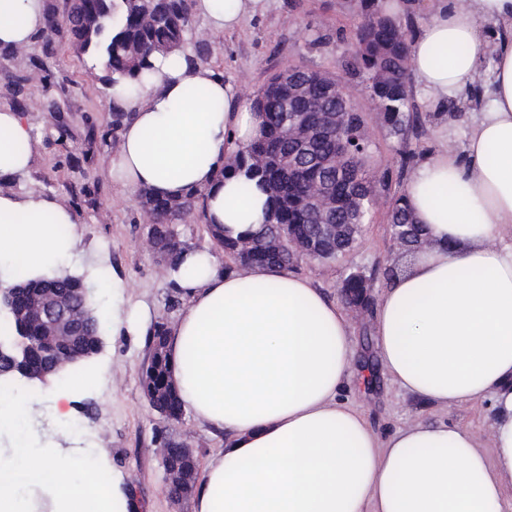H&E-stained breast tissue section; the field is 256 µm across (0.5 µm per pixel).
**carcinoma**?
<instances>
[{
	"label": "carcinoma",
	"instance_id": "obj_1",
	"mask_svg": "<svg viewBox=\"0 0 512 512\" xmlns=\"http://www.w3.org/2000/svg\"><path fill=\"white\" fill-rule=\"evenodd\" d=\"M368 0H360L361 22L354 34L355 61L364 73L375 109L389 129L399 136L410 130L424 127L432 118L443 116L441 112L422 114L411 109L407 92L408 26L396 20L378 16L369 11ZM194 0H123L121 13L115 5L103 0H72L70 9L99 16L92 28L70 29L79 50L93 58L106 72V79L113 76L135 78L152 69V60L157 55L190 53L202 61L209 53L207 44L189 36V23ZM306 87L304 96L295 100L293 108L299 119L315 120L328 112H348L347 124L335 129L336 137L346 139L351 155L336 156V142L323 136L315 142V151L323 158L335 157L328 166L310 165L289 168L288 141L285 128L288 112L285 109V93L279 77L272 78L261 89L254 100V107L265 117L263 136L237 152L224 173H245L257 178L272 193L273 208L270 220L262 229L246 240H233L211 230L217 245L226 252L239 256V265L292 266L298 258L289 251L288 243H279L282 238L308 239L317 236L310 200L315 187L336 183V197L331 209V218L338 224L366 221L365 213L374 204L377 186L385 185L388 173L376 177L368 166L371 157L370 140L365 129L362 113L358 111L349 95L339 102L326 98L327 82L332 77L308 68L300 69ZM342 170L340 181H335L336 170ZM142 207L156 224L158 241L176 247L180 245L178 233L172 221L185 212L200 207V193L190 192L178 199L155 198L149 192L141 193ZM408 235L410 246L404 249L409 254L424 243L422 225L414 220L411 208L403 196L394 199L390 212V233ZM13 283L22 287L23 303H28L35 292L34 276L28 266L13 262ZM64 282L69 294L84 299L95 307L100 304L78 277L67 272L54 274ZM371 283L365 275L345 278L341 283L343 302L350 306L372 307ZM26 335L37 340V328L27 326L12 317L5 322V331L0 340L9 342L16 336ZM53 356L60 366L56 374L62 378L85 365L75 362L66 347H56ZM145 376L156 377L158 382L170 379L168 351L160 358H150L144 367Z\"/></svg>",
	"mask_w": 512,
	"mask_h": 512
}]
</instances>
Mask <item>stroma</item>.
Wrapping results in <instances>:
<instances>
[{"label": "stroma", "mask_w": 512, "mask_h": 512, "mask_svg": "<svg viewBox=\"0 0 512 512\" xmlns=\"http://www.w3.org/2000/svg\"><path fill=\"white\" fill-rule=\"evenodd\" d=\"M44 5L46 13L60 20L55 29L37 32L18 55L0 47V104L25 116L38 144L28 171L0 180V190L50 197L76 214L80 241L60 266L81 277L103 304H110L106 285L116 278L125 285V307L144 302L154 322H173L182 308L181 296L163 278L165 263L148 242L149 224L136 193L114 183L109 174L116 148L104 73L88 65L62 23L69 0H44ZM358 22L354 0H269L264 15L225 33L209 31L196 15L190 22L193 38L209 44L214 70L226 82L246 87L248 96H255L271 76L304 66L345 84L363 112L372 145L371 169L389 172V185L378 188L353 251L332 261L302 259L294 266L334 300L340 282L353 271L369 277L373 297H380L387 284L383 271L397 259L388 215L403 188L397 178L401 161L409 153L423 157L436 145L433 127H425L419 136L410 132L399 138L378 119L368 83L354 60ZM101 335L103 349L88 364L97 377L91 390L55 403L47 387L16 384L34 414L32 436L53 441L70 459L104 455L122 477L120 491L133 493L126 512H193L192 498L177 505L169 500L159 448L166 441L192 449L203 464L211 449L223 446V437L201 429L190 415L165 420L149 407L141 386L149 356L147 337L116 336L108 327ZM342 396L381 434L425 421L448 420L482 435L491 425L489 402L446 410L430 407L382 373L368 386L347 384ZM61 415L80 420L83 433L61 432L56 426Z\"/></svg>", "instance_id": "35a3bbf8"}]
</instances>
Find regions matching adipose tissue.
<instances>
[{
	"mask_svg": "<svg viewBox=\"0 0 512 512\" xmlns=\"http://www.w3.org/2000/svg\"><path fill=\"white\" fill-rule=\"evenodd\" d=\"M269 0H197L210 30L232 32ZM410 69L440 111L481 75L484 102L463 151L440 143L403 193L429 244L408 256L374 308L376 356L407 394L435 407L490 400V449L467 427L419 423L378 434L340 397L355 352L344 308L286 268H226L218 255L183 251L164 270L184 306L168 329L182 408L223 434L196 487L193 512H505L512 502V0H424ZM44 24L43 0H0V44L26 49ZM492 71H485L487 54ZM150 78H117L128 112L111 161L115 182L159 198L203 194V216L226 236L266 224V187L241 193L225 165L260 138L263 118L244 92L186 56L155 57ZM30 127L0 105V178L29 168ZM70 233L59 238L57 225ZM72 211L46 197L0 192V258L52 273L78 243ZM31 408L0 396V512H116L104 468L78 478L55 447H32Z\"/></svg>",
	"mask_w": 512,
	"mask_h": 512,
	"instance_id": "obj_1",
	"label": "adipose tissue"
}]
</instances>
